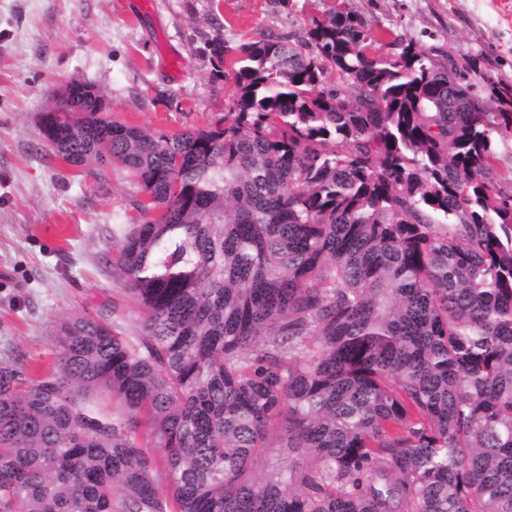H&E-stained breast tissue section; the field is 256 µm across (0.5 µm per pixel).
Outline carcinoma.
Listing matches in <instances>:
<instances>
[{"instance_id":"carcinoma-1","label":"carcinoma","mask_w":512,"mask_h":512,"mask_svg":"<svg viewBox=\"0 0 512 512\" xmlns=\"http://www.w3.org/2000/svg\"><path fill=\"white\" fill-rule=\"evenodd\" d=\"M388 35L212 41L222 127L41 113L50 156L136 182L140 322L0 366V512H512V102Z\"/></svg>"}]
</instances>
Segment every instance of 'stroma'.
<instances>
[{"instance_id":"35a3bbf8","label":"stroma","mask_w":512,"mask_h":512,"mask_svg":"<svg viewBox=\"0 0 512 512\" xmlns=\"http://www.w3.org/2000/svg\"><path fill=\"white\" fill-rule=\"evenodd\" d=\"M0 0V365L49 368L71 316L139 311L116 270L113 233L134 223L138 193L112 166L104 182L48 156L37 118L62 84H92L114 120L173 133L223 124L231 90L207 43L301 31L345 3L380 35L393 31L512 86V0Z\"/></svg>"}]
</instances>
